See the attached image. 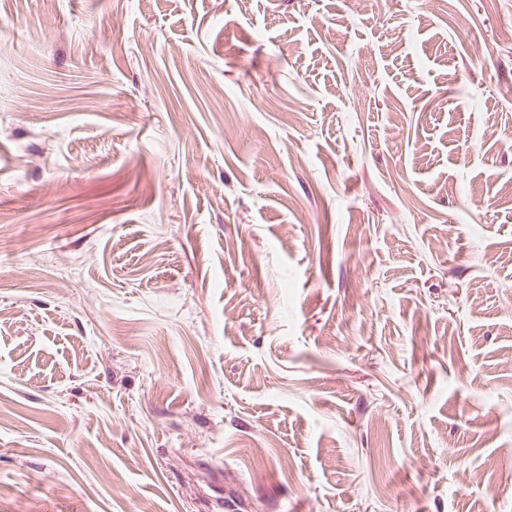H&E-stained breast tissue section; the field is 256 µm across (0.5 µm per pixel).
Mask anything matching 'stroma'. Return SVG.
Masks as SVG:
<instances>
[{
	"mask_svg": "<svg viewBox=\"0 0 512 512\" xmlns=\"http://www.w3.org/2000/svg\"><path fill=\"white\" fill-rule=\"evenodd\" d=\"M512 0H0V512H512Z\"/></svg>",
	"mask_w": 512,
	"mask_h": 512,
	"instance_id": "stroma-1",
	"label": "stroma"
}]
</instances>
